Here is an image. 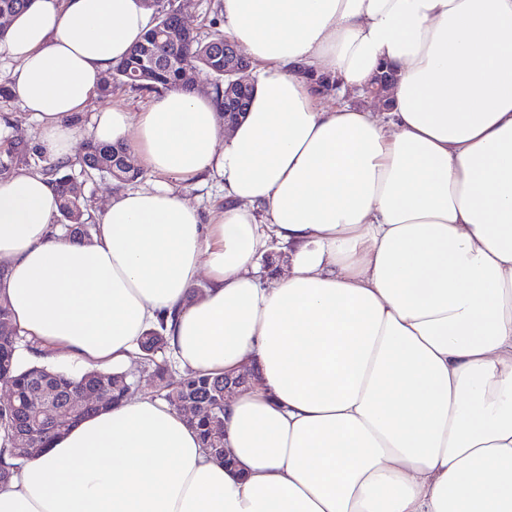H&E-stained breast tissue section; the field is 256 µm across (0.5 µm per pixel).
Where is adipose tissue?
<instances>
[{
  "label": "adipose tissue",
  "mask_w": 512,
  "mask_h": 512,
  "mask_svg": "<svg viewBox=\"0 0 512 512\" xmlns=\"http://www.w3.org/2000/svg\"><path fill=\"white\" fill-rule=\"evenodd\" d=\"M255 64L249 112L168 92L90 135L215 177L163 186L93 238L41 173L0 180V302L21 335L108 370L165 324L181 368L246 376L224 452L133 396L0 486V512H512V0H219ZM144 0H32L0 39L56 161L71 116L149 28ZM384 98L366 89L382 72Z\"/></svg>",
  "instance_id": "obj_1"
}]
</instances>
